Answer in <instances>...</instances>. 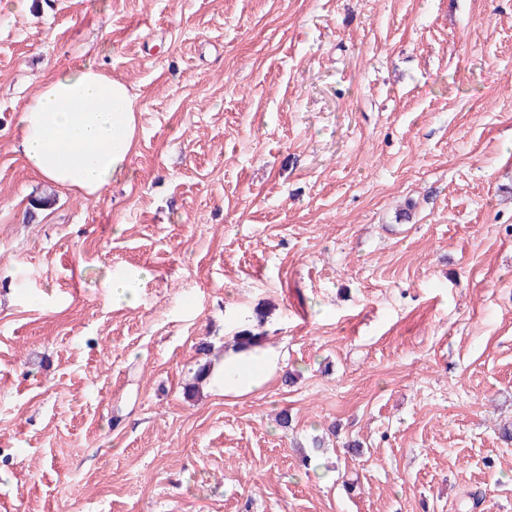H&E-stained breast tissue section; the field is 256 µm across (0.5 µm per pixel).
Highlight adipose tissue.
I'll use <instances>...</instances> for the list:
<instances>
[{
  "mask_svg": "<svg viewBox=\"0 0 512 512\" xmlns=\"http://www.w3.org/2000/svg\"><path fill=\"white\" fill-rule=\"evenodd\" d=\"M20 126L18 149L35 174L58 188L96 197L128 168L134 98L126 84L88 62L61 69L42 85L24 107ZM279 368L275 349L231 347L207 384L241 396L261 389Z\"/></svg>",
  "mask_w": 512,
  "mask_h": 512,
  "instance_id": "adipose-tissue-1",
  "label": "adipose tissue"
}]
</instances>
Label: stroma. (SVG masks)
<instances>
[{
	"instance_id": "obj_1",
	"label": "stroma",
	"mask_w": 512,
	"mask_h": 512,
	"mask_svg": "<svg viewBox=\"0 0 512 512\" xmlns=\"http://www.w3.org/2000/svg\"><path fill=\"white\" fill-rule=\"evenodd\" d=\"M88 61L97 198L15 149ZM245 325L280 373L188 396ZM506 427L512 0H0V512H512ZM134 112L130 88L95 64L64 68L24 107L17 149L41 179L98 197L127 171ZM148 276L145 270L136 271L131 277L127 278H113L109 285L112 288V299H121L128 302H133L136 299L135 288L133 282L136 280L144 279Z\"/></svg>"
}]
</instances>
